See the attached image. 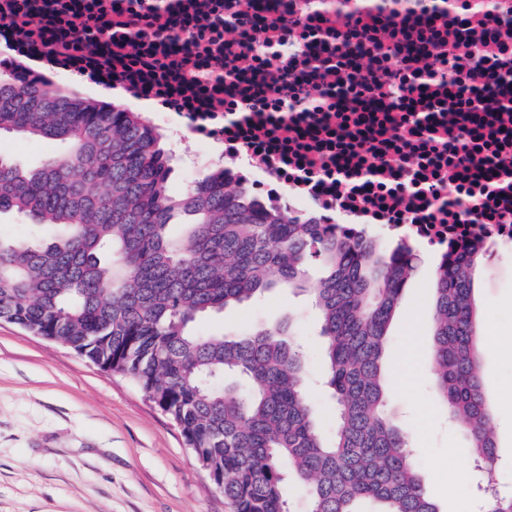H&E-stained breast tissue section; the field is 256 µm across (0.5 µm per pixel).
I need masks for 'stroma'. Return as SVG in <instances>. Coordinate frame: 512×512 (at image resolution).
Wrapping results in <instances>:
<instances>
[{"label":"stroma","mask_w":512,"mask_h":512,"mask_svg":"<svg viewBox=\"0 0 512 512\" xmlns=\"http://www.w3.org/2000/svg\"><path fill=\"white\" fill-rule=\"evenodd\" d=\"M174 157L170 188L179 193L218 168L195 135L166 140ZM63 143L0 134V152L36 165ZM435 265L418 262L390 326L386 400L426 476L441 512H485L471 450L449 424L431 369V282ZM473 295L484 336L481 371L492 407L496 479L512 490V250L478 264ZM295 317L311 378L308 396L325 438L336 406L324 372L320 322L305 295L276 287L257 299L202 318L199 331L230 332ZM463 471L462 488L446 475ZM0 512H230L223 494L196 463L178 427L124 375L72 349L0 321Z\"/></svg>","instance_id":"stroma-1"}]
</instances>
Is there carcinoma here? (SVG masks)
<instances>
[{
    "mask_svg": "<svg viewBox=\"0 0 512 512\" xmlns=\"http://www.w3.org/2000/svg\"><path fill=\"white\" fill-rule=\"evenodd\" d=\"M20 48L112 70V22L37 29L14 22ZM60 141L37 167L0 152V214L31 227L0 235V319L128 377L177 425L232 512H440L387 407L389 327L418 262L414 249L262 206L218 168L183 194L173 159L138 112L91 103L21 65L0 69V131ZM184 219L179 236L169 231ZM469 243L439 259L432 289L433 370L474 462L496 440L480 371L481 333ZM326 275L310 285L308 267ZM275 285L299 288L321 320L336 428L323 438L305 390L292 323L204 334L218 315ZM486 512L512 496L486 495Z\"/></svg>",
    "mask_w": 512,
    "mask_h": 512,
    "instance_id": "cac0c4a2",
    "label": "carcinoma"
}]
</instances>
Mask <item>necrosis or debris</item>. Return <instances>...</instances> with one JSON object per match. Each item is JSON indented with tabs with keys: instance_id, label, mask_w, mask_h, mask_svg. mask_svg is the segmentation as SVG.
I'll list each match as a JSON object with an SVG mask.
<instances>
[{
	"instance_id": "1",
	"label": "necrosis or debris",
	"mask_w": 512,
	"mask_h": 512,
	"mask_svg": "<svg viewBox=\"0 0 512 512\" xmlns=\"http://www.w3.org/2000/svg\"><path fill=\"white\" fill-rule=\"evenodd\" d=\"M85 2L112 16L113 86L222 143L264 206L512 248V0Z\"/></svg>"
}]
</instances>
